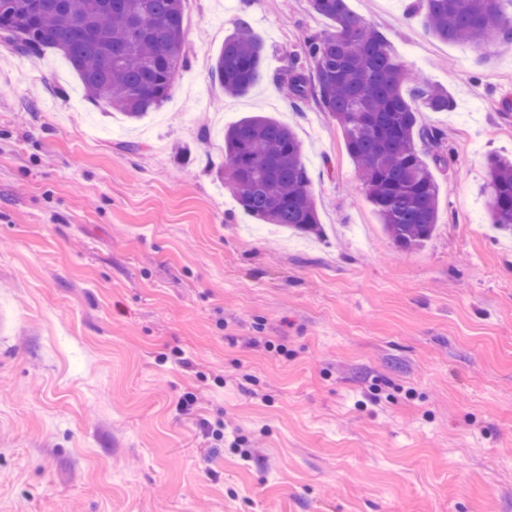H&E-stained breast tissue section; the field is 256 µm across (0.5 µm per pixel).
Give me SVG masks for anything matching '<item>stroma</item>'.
Segmentation results:
<instances>
[{
    "label": "stroma",
    "instance_id": "stroma-1",
    "mask_svg": "<svg viewBox=\"0 0 512 512\" xmlns=\"http://www.w3.org/2000/svg\"><path fill=\"white\" fill-rule=\"evenodd\" d=\"M453 107L424 159L437 228L384 231L336 121L276 82L329 28L309 0H185L188 66L132 121L55 50L0 46V512H512V52L437 40L418 0H347ZM263 75L201 65L238 17ZM292 128L326 235L253 228L224 129ZM140 143L138 152L124 148ZM483 191L493 226L512 233V163L492 157Z\"/></svg>",
    "mask_w": 512,
    "mask_h": 512
}]
</instances>
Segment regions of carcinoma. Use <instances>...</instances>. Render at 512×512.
Returning a JSON list of instances; mask_svg holds the SVG:
<instances>
[{"label": "carcinoma", "instance_id": "cac0c4a2", "mask_svg": "<svg viewBox=\"0 0 512 512\" xmlns=\"http://www.w3.org/2000/svg\"><path fill=\"white\" fill-rule=\"evenodd\" d=\"M0 14V42L26 56L59 51L87 99L131 120L170 97L184 51V0H23ZM330 28L308 41L310 66L290 65L276 77L296 109L314 100L336 119L384 230L403 250L423 246L437 227L439 187L423 148L445 133L418 125V108L443 112L448 92L413 75L384 36L346 0H310ZM429 31L442 41L486 54L512 48V0H424ZM265 49L242 19L224 39L212 79L243 96L262 74ZM244 212L262 224L322 234L311 176L293 131L265 115L246 116L224 130L220 170ZM483 191L492 224L512 233V163L489 160Z\"/></svg>", "mask_w": 512, "mask_h": 512}]
</instances>
